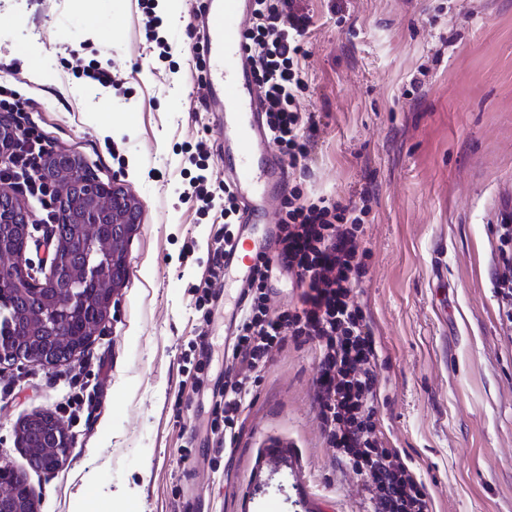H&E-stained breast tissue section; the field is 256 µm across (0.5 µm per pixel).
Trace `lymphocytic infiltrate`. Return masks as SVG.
Instances as JSON below:
<instances>
[{
    "label": "lymphocytic infiltrate",
    "mask_w": 512,
    "mask_h": 512,
    "mask_svg": "<svg viewBox=\"0 0 512 512\" xmlns=\"http://www.w3.org/2000/svg\"><path fill=\"white\" fill-rule=\"evenodd\" d=\"M308 14L294 0H257L248 29L251 58L264 104L267 130L282 160L297 166L307 159L318 130L314 113L301 111L298 97L306 89L299 64ZM21 130L5 169V178L35 198L42 221L54 223L55 190L39 176L47 145L21 102L9 104ZM199 175L190 179L183 199L209 209L224 200L225 239H232L238 205L229 187L212 188L207 175L210 151L198 143ZM364 208L293 188L281 201L275 245L303 293L297 309L273 307L267 288V258L254 267L232 358L237 363L224 381V405L210 428L234 434L246 402L272 354L286 337L316 341L320 347L316 393L318 422L328 447L360 478L371 512H430L425 487L396 450L384 447L376 433L381 400L376 366L379 351L355 288L369 255L362 248ZM495 293L506 321L512 323V225H500Z\"/></svg>",
    "instance_id": "1"
}]
</instances>
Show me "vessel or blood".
<instances>
[{"label":"vessel or blood","instance_id":"vessel-or-blood-1","mask_svg":"<svg viewBox=\"0 0 512 512\" xmlns=\"http://www.w3.org/2000/svg\"><path fill=\"white\" fill-rule=\"evenodd\" d=\"M251 12L248 0H207L203 36L210 62L206 103L223 113L227 183L241 204L242 223L252 237L253 254L248 258L241 256L239 241L224 246V269L234 273L237 283L236 296L224 305L225 333L229 336L237 330L254 256L264 251L267 239L278 230L270 214L287 178L284 163L265 129L262 100L248 58L244 20Z\"/></svg>","mask_w":512,"mask_h":512}]
</instances>
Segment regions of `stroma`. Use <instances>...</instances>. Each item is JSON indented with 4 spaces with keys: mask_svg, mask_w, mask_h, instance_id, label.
<instances>
[{
    "mask_svg": "<svg viewBox=\"0 0 512 512\" xmlns=\"http://www.w3.org/2000/svg\"><path fill=\"white\" fill-rule=\"evenodd\" d=\"M301 107L320 124L289 186L358 203L370 191L358 298L381 351L376 419L426 487L431 512H512V333L492 276L496 219L512 209V0H296ZM206 0H158L160 57L140 0H0V85L26 100L50 152L88 161L133 194L141 223L104 329L71 362L0 367V465L39 512H179L203 460L197 512H369L317 425L316 342L268 360L234 447L212 413L233 361L224 305L195 309L224 239L216 210L182 193L198 143L224 181L216 113L203 104ZM111 71L116 87L83 73ZM209 376L186 373L201 345ZM82 395L67 463L29 467L19 422Z\"/></svg>",
    "mask_w": 512,
    "mask_h": 512,
    "instance_id": "35a3bbf8",
    "label": "stroma"
}]
</instances>
